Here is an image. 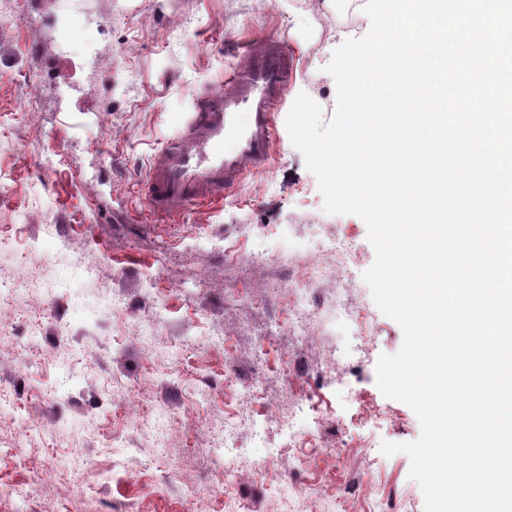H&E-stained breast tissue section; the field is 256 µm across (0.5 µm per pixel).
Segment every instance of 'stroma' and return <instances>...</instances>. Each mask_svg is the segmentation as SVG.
I'll list each match as a JSON object with an SVG mask.
<instances>
[{"mask_svg": "<svg viewBox=\"0 0 512 512\" xmlns=\"http://www.w3.org/2000/svg\"><path fill=\"white\" fill-rule=\"evenodd\" d=\"M87 12L110 25L90 49ZM53 20L72 37L63 58ZM340 28L362 37L370 22L302 0H0V277L38 283L24 301H0V512H424L409 457L379 450L420 435L414 412L376 385L399 325L378 312L364 337L342 319L304 340L290 330L295 250L314 236L355 243L358 262L329 267L314 289L320 308L335 287L373 307L362 274L375 251L361 218L323 211L287 109L270 166L223 205L161 221L141 195L154 152L194 95L223 88L249 40L281 38L296 87L331 119L323 67ZM258 240L266 254L253 266L243 255ZM296 391L319 417L299 422L305 438L289 456L271 455ZM240 412L267 441L240 432L226 491L216 445ZM359 439L367 448L349 458ZM293 457L294 484L322 486L317 500L280 495ZM360 475L385 486L383 500L346 493Z\"/></svg>", "mask_w": 512, "mask_h": 512, "instance_id": "1", "label": "stroma"}]
</instances>
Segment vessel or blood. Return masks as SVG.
I'll return each mask as SVG.
<instances>
[{
  "label": "vessel or blood",
  "instance_id": "vessel-or-blood-1",
  "mask_svg": "<svg viewBox=\"0 0 512 512\" xmlns=\"http://www.w3.org/2000/svg\"><path fill=\"white\" fill-rule=\"evenodd\" d=\"M225 87L198 95L194 111L152 156L142 195L163 218L190 203L220 204L225 190L273 159L275 115L285 102L294 65L283 43H251Z\"/></svg>",
  "mask_w": 512,
  "mask_h": 512
}]
</instances>
